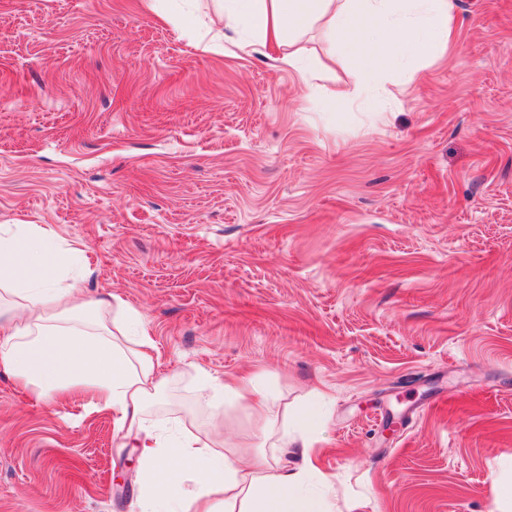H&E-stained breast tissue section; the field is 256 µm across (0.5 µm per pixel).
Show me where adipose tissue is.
Here are the masks:
<instances>
[{
	"mask_svg": "<svg viewBox=\"0 0 512 512\" xmlns=\"http://www.w3.org/2000/svg\"><path fill=\"white\" fill-rule=\"evenodd\" d=\"M211 22L239 33V54L271 46L289 68L298 65L301 35L321 26L361 77L446 47L455 17L453 0H221ZM58 249L46 227L0 226V285H13L19 298L0 306V366L41 400L75 389L95 393L98 410L112 413L116 427L139 442L142 512H326L310 491L316 476L310 450L320 426L313 411L276 433V447L301 450L300 463L290 468L261 452L245 468L218 441L192 432L169 439L148 427L145 406L162 380L139 312L119 298L90 301L76 285L36 275ZM197 390L253 402L259 420H270L271 405L256 382L217 383L202 374Z\"/></svg>",
	"mask_w": 512,
	"mask_h": 512,
	"instance_id": "adipose-tissue-1",
	"label": "adipose tissue"
}]
</instances>
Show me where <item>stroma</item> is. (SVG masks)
<instances>
[{
	"label": "stroma",
	"mask_w": 512,
	"mask_h": 512,
	"mask_svg": "<svg viewBox=\"0 0 512 512\" xmlns=\"http://www.w3.org/2000/svg\"><path fill=\"white\" fill-rule=\"evenodd\" d=\"M455 2L449 50L361 99L318 26L308 85L203 50L212 0H0V225L140 311L163 434L208 432L203 372L319 409L338 512H497L512 483V0ZM222 407L225 450L265 445ZM140 458L91 393L0 367V512H140Z\"/></svg>",
	"instance_id": "1"
}]
</instances>
